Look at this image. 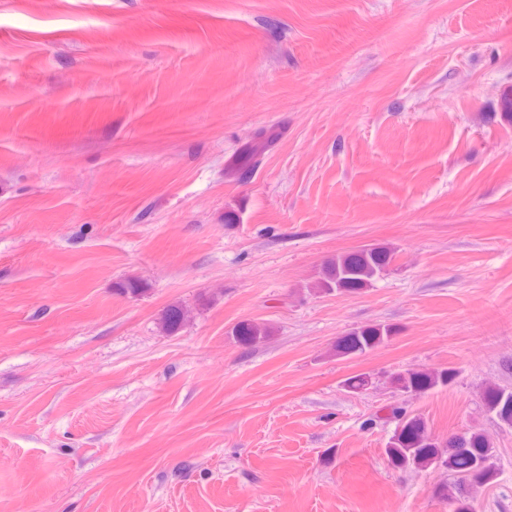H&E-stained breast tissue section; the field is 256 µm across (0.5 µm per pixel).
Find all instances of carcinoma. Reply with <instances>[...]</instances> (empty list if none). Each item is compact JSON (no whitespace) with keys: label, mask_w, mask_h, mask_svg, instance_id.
<instances>
[{"label":"carcinoma","mask_w":512,"mask_h":512,"mask_svg":"<svg viewBox=\"0 0 512 512\" xmlns=\"http://www.w3.org/2000/svg\"><path fill=\"white\" fill-rule=\"evenodd\" d=\"M273 140L249 146L243 153L246 162L232 175L244 174L253 164L251 156L263 151ZM395 261V253L384 246L361 248L328 259L321 267L314 288L319 293H357L370 287ZM187 312L180 306L169 307L162 317L165 333H177L185 323ZM396 330L387 324H370L353 329L336 341L334 351L342 357L365 355L387 342ZM270 334V329L251 320L236 324L231 332L237 343L253 346ZM457 377L452 367L441 369L409 368L390 376L389 383L398 392L417 396L438 387L451 386ZM487 412L502 424L512 428V389L497 384H487L481 393ZM397 426L390 436L385 454L390 464L399 469L425 471L441 469L453 478L442 483L434 493L447 501L451 512H473L472 503L462 494L465 488L485 487L497 479L495 464L497 449L481 430H469L441 443L428 431L426 421L417 415H404L399 408L392 409Z\"/></svg>","instance_id":"1"}]
</instances>
